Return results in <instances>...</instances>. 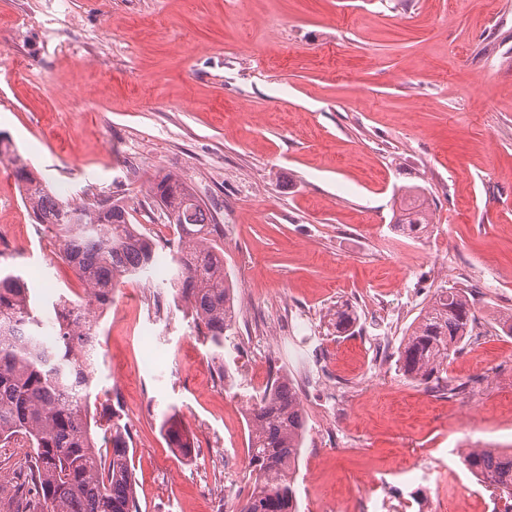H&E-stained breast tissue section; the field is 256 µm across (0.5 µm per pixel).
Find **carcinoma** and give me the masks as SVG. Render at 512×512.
<instances>
[{
    "mask_svg": "<svg viewBox=\"0 0 512 512\" xmlns=\"http://www.w3.org/2000/svg\"><path fill=\"white\" fill-rule=\"evenodd\" d=\"M13 165L22 200L36 224L53 234L62 260L102 311L121 284L142 279L155 265L157 243L131 223L124 205L110 197L73 207L56 196L0 136V157ZM148 199L175 228L168 242L171 271L166 288L184 302L185 314L211 355L224 356L236 325L232 283L224 273V250L212 239L214 214L171 173L150 184ZM393 226L411 238L428 233L431 219L410 187ZM62 303L45 313L33 301L20 270L0 266V443L19 434L31 443L28 493L41 512H139L131 465V434L119 410L107 425L91 412L94 382L81 362L85 333L69 323ZM476 321L467 292L442 288L423 308L397 348L402 374L427 389L448 387V360L457 354ZM352 309L336 310V335H351ZM57 329L50 349L40 344L45 328ZM248 456L252 489L238 512H298L294 472L305 419L295 385L276 377L250 412ZM110 432L111 447L98 446L97 431ZM161 428L170 448L188 451L193 437L176 415ZM461 461L477 483L492 491L496 512H512V451L471 448Z\"/></svg>",
    "mask_w": 512,
    "mask_h": 512,
    "instance_id": "obj_1",
    "label": "carcinoma"
}]
</instances>
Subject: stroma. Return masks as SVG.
Here are the masks:
<instances>
[{"instance_id": "obj_1", "label": "stroma", "mask_w": 512, "mask_h": 512, "mask_svg": "<svg viewBox=\"0 0 512 512\" xmlns=\"http://www.w3.org/2000/svg\"><path fill=\"white\" fill-rule=\"evenodd\" d=\"M0 134L63 199L112 196L162 245L156 176H179L217 218L239 309L228 381L160 293L164 248L149 287L121 286L103 315L91 410L119 406L130 425L140 512H236L256 391L281 376L305 394L319 356L335 372L326 393L352 412L330 430L320 401L302 402L298 512L348 503L369 467L421 450L472 512H494L460 456L512 448V337L498 328L512 314V0H0ZM406 186L432 214L419 239L391 223ZM0 224L25 242L0 241V263L25 271L44 311L82 292L5 162ZM443 286L468 291L477 320L447 390H428L395 353ZM345 304L351 336L331 321ZM287 316L303 335L273 336ZM170 411L190 455L166 444ZM383 493L389 512H433L425 483Z\"/></svg>"}]
</instances>
